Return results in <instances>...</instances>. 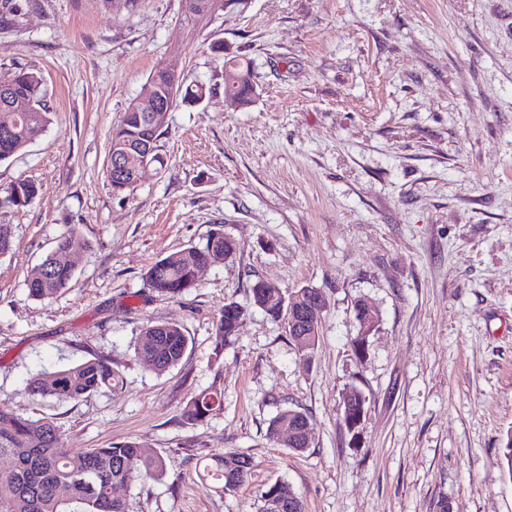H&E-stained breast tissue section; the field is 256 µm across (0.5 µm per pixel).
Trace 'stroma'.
<instances>
[{
	"label": "stroma",
	"mask_w": 512,
	"mask_h": 512,
	"mask_svg": "<svg viewBox=\"0 0 512 512\" xmlns=\"http://www.w3.org/2000/svg\"><path fill=\"white\" fill-rule=\"evenodd\" d=\"M0 20V71L45 81L51 124L6 162L0 189L38 193L4 213L0 412L46 417L70 448L133 441L164 476L115 487L128 512H256L288 483L305 512H512L501 460L512 430V0H247L191 24L181 0H16ZM222 42L224 54L212 52ZM252 60L259 95H224V57ZM208 94L177 105L130 193L103 177L108 135L162 63ZM81 247L58 296L26 282L70 227ZM223 228L233 259L179 295L147 269ZM262 279L325 299L304 362L284 321L254 305ZM378 326L357 358L354 305ZM246 309L215 356L214 322ZM180 324L181 363L154 370L135 347L146 323ZM99 356L122 383L78 400L32 394L37 374ZM366 398L359 438L342 395ZM221 390L223 407L184 422ZM313 424L303 452L267 435L280 411ZM229 452L252 460L222 493L205 474ZM221 407V392L204 390L186 404L181 412V417L188 423L201 422L213 412L221 410Z\"/></svg>",
	"instance_id": "stroma-1"
}]
</instances>
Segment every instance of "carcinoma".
<instances>
[{
    "label": "carcinoma",
    "mask_w": 512,
    "mask_h": 512,
    "mask_svg": "<svg viewBox=\"0 0 512 512\" xmlns=\"http://www.w3.org/2000/svg\"><path fill=\"white\" fill-rule=\"evenodd\" d=\"M1 86L7 87L8 93L0 95V121L9 122L14 133L7 140L0 139V163L27 146L28 129L41 132L51 123V112L44 103V79L39 72L14 67L0 74ZM144 87H175L180 102L188 106L206 97L205 87L183 88L177 73L164 66L155 70ZM257 94L251 62L239 56L225 57L224 95L246 107L254 102ZM7 107L15 111L7 112ZM160 136L161 130L148 120L146 113L136 111L131 105L112 127L109 151L125 154L131 174L140 161L136 144L150 142L157 149ZM36 194L34 182L19 180L11 184L5 194H0V208L18 210L27 206ZM228 244L238 248L232 237L220 229L215 230L203 245H190L156 261L145 273V279L158 293L178 295L195 285L200 267L222 261L224 246ZM79 245L74 230L59 239L55 249L40 264L48 274L42 279L32 276L27 280L30 297L49 299L68 288L74 277V266L67 255ZM251 291L254 304L271 319L277 320L286 314L283 302L288 300V295L281 288L258 280ZM245 314L246 309L236 302L224 304L215 322V335L220 338L214 348L215 356H220L224 345L235 338ZM187 348L188 338L178 324L149 323L140 331L136 354L161 372L177 366ZM119 385V375L110 364L93 358L40 374L31 381L30 389L35 394L58 400H75L104 387L114 390ZM221 407V393L204 390L186 404L181 417L188 423L201 422ZM309 424L307 414L288 409L271 420L268 433L276 439L286 426L299 432ZM0 457L11 461L9 468L0 469V512H127L126 503L112 496L113 488L138 477H160L166 471L162 455L149 453L132 441L108 448L74 451L65 447L52 422L16 415L0 414ZM244 460L245 456L237 453L216 458L209 473L219 483L221 491L233 492L246 480L251 469L243 468ZM257 512H305V506L287 483L275 482L261 492Z\"/></svg>",
    "instance_id": "obj_1"
}]
</instances>
